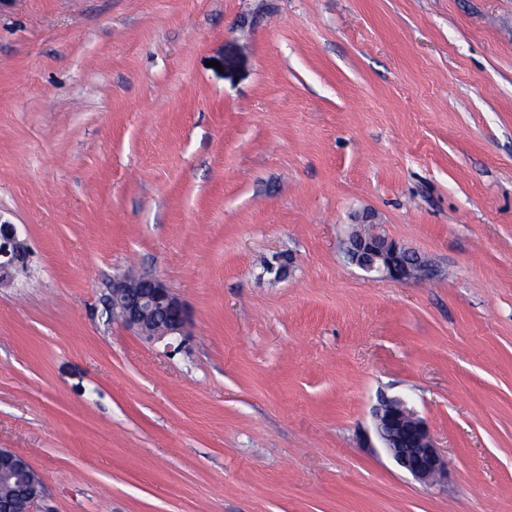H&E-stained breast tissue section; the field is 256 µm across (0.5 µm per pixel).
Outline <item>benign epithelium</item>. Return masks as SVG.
I'll use <instances>...</instances> for the list:
<instances>
[{"instance_id": "benign-epithelium-1", "label": "benign epithelium", "mask_w": 512, "mask_h": 512, "mask_svg": "<svg viewBox=\"0 0 512 512\" xmlns=\"http://www.w3.org/2000/svg\"><path fill=\"white\" fill-rule=\"evenodd\" d=\"M349 256L372 279L402 284L428 274L420 256L380 235L351 234ZM30 248L17 228L0 213V286L28 269ZM109 312L137 335L151 340L185 335L186 313L181 300L159 278L120 274L112 279ZM375 434L394 462L421 482H431L447 471V462L434 444L427 425L399 398L382 399L372 409ZM13 465L0 469V487L11 488L0 497V512H32L42 492L41 480L28 460L12 455Z\"/></svg>"}]
</instances>
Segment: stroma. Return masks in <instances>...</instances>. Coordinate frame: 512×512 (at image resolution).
I'll return each instance as SVG.
<instances>
[{"mask_svg": "<svg viewBox=\"0 0 512 512\" xmlns=\"http://www.w3.org/2000/svg\"><path fill=\"white\" fill-rule=\"evenodd\" d=\"M0 211L34 512H512V0H0ZM361 216L431 277L367 278ZM130 266L183 341L111 318ZM30 248L17 228L0 211V287L27 271ZM375 434L394 462L421 482L447 471L427 425L399 398L382 399L372 409Z\"/></svg>", "mask_w": 512, "mask_h": 512, "instance_id": "35a3bbf8", "label": "stroma"}]
</instances>
